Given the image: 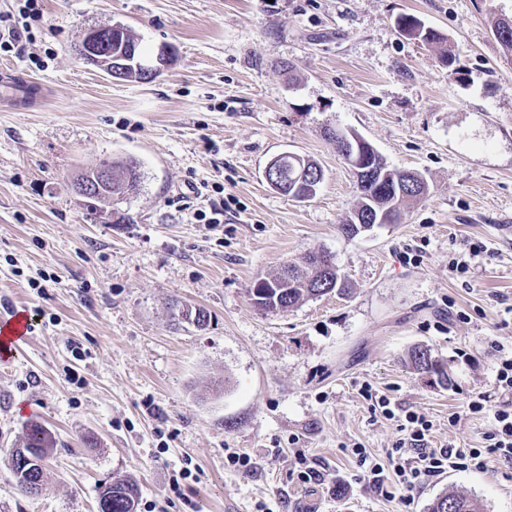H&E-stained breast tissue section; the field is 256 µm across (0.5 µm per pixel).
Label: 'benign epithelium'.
Segmentation results:
<instances>
[{"mask_svg":"<svg viewBox=\"0 0 512 512\" xmlns=\"http://www.w3.org/2000/svg\"><path fill=\"white\" fill-rule=\"evenodd\" d=\"M127 27L116 23L88 29L79 41L76 52L86 64L100 69L110 76L117 74L116 67L112 66V42H122L126 50V57L135 62L141 71L154 78L168 65L172 57L169 46L159 48L155 58L147 60L140 56L137 44L126 39ZM339 140L354 148L355 153L347 159L352 169L364 178L370 177L372 169L368 167L371 156L378 154L377 149L365 138L353 130H338ZM320 170L314 168H302L298 178L291 184L292 192L302 188L311 191L316 190L321 181ZM112 187V163L104 160L96 165L92 175L87 179H75L71 182V188L77 201L81 205L108 194Z\"/></svg>","mask_w":512,"mask_h":512,"instance_id":"1","label":"benign epithelium"}]
</instances>
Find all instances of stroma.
Returning <instances> with one entry per match:
<instances>
[{"label":"stroma","instance_id":"stroma-1","mask_svg":"<svg viewBox=\"0 0 512 512\" xmlns=\"http://www.w3.org/2000/svg\"><path fill=\"white\" fill-rule=\"evenodd\" d=\"M0 0L20 27L0 68L46 88L42 107L0 106V315L27 309V341L0 362V448L36 421L57 445L38 495L0 463V512H98V491L134 480L137 512H427L449 490L512 512V464L426 477L383 495L354 448L385 460L401 433L364 388L427 416L432 447L484 446L512 350V56L494 35L512 0ZM445 46L401 36L400 15ZM119 22L144 56L171 46L147 82L106 77L75 53ZM450 50L454 61L441 53ZM351 129L427 194L399 224L339 230L356 178L327 136ZM291 151L324 171L305 202L264 171ZM135 160L129 224L91 222L73 176ZM224 206L217 224L197 219ZM485 245L468 272L452 258ZM330 253L352 290L262 312L249 290L308 252ZM209 316L173 324L171 307ZM423 345L444 388L415 371ZM225 378L223 392L212 382ZM244 453L250 465L229 463ZM319 480L302 482L304 467ZM408 358L415 370L434 375L437 383L442 386L452 385L446 367L433 358L429 349L423 346H415L409 351ZM496 384L501 393L512 395V353H501L497 358Z\"/></svg>","mask_w":512,"mask_h":512}]
</instances>
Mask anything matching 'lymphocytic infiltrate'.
Returning a JSON list of instances; mask_svg holds the SVG:
<instances>
[{"instance_id":"1","label":"lymphocytic infiltrate","mask_w":512,"mask_h":512,"mask_svg":"<svg viewBox=\"0 0 512 512\" xmlns=\"http://www.w3.org/2000/svg\"><path fill=\"white\" fill-rule=\"evenodd\" d=\"M496 384L498 391L508 394L509 399L498 406H491L486 393L477 392L470 396L467 409L480 414L492 411L494 427L489 434L488 445L481 448L462 450L448 445L433 448L429 437L434 424L426 416L411 410H398L388 397L380 395L375 406L385 419L398 422L401 430L407 431L409 445L414 455L406 463L386 469L379 462L370 464L369 480L376 488H383L388 475H395L399 485L412 488L420 478L433 477L458 469H485L491 457L512 461V353L500 354L497 358Z\"/></svg>"}]
</instances>
